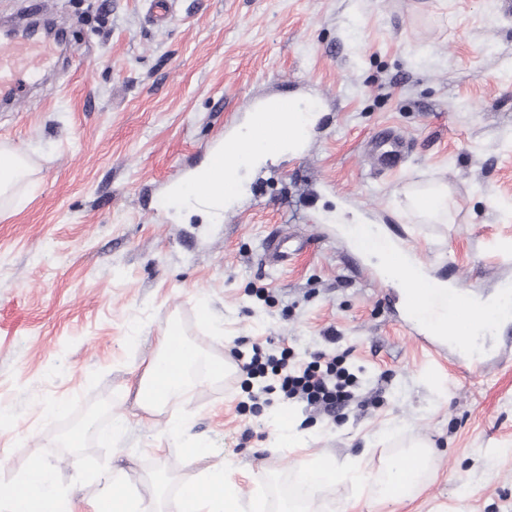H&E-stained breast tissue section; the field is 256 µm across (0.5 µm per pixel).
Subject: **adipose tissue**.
<instances>
[{
    "instance_id": "1",
    "label": "adipose tissue",
    "mask_w": 512,
    "mask_h": 512,
    "mask_svg": "<svg viewBox=\"0 0 512 512\" xmlns=\"http://www.w3.org/2000/svg\"><path fill=\"white\" fill-rule=\"evenodd\" d=\"M206 363L208 376L223 379L230 365L224 360L205 359L201 350L181 336L177 325L167 326L156 340V349L135 390V406L146 417L162 414L175 401L187 399L195 380L192 368ZM430 450L426 444L391 461L381 477L376 478L375 499L398 503L418 491ZM295 476L308 496L345 483H365L368 476L359 467L343 468L328 459L314 456L300 461ZM0 512H241L240 490L224 468L201 469L196 482L185 496L167 498L156 494L150 501L134 497L124 477L109 479L95 497L77 499L60 491L53 468L43 460H32L11 485L0 491Z\"/></svg>"
}]
</instances>
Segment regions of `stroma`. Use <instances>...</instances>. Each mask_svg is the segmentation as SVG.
I'll return each instance as SVG.
<instances>
[{
	"label": "stroma",
	"mask_w": 512,
	"mask_h": 512,
	"mask_svg": "<svg viewBox=\"0 0 512 512\" xmlns=\"http://www.w3.org/2000/svg\"><path fill=\"white\" fill-rule=\"evenodd\" d=\"M67 52L24 77L0 109V145L25 153L20 202L0 203V486L31 459L58 487L89 498L113 468L150 498L208 461L251 473L244 500L289 501L305 454L377 472L415 441L435 449L413 499L371 506L346 483L313 512H512V351L501 365L454 370L402 326L398 289L343 222L381 226L411 244L429 274L490 295L512 288V0H174L162 24L150 0H45ZM287 87L312 99L301 152L237 168L241 192L219 223L167 203L181 167H202L252 97ZM410 142L380 171L367 147L382 128ZM448 188L450 216L423 217L417 191ZM304 249L264 261L268 236ZM207 304L212 317L198 315ZM204 353L253 345L326 349L360 378L358 401L328 417L241 372L199 373L190 398L144 418L127 388L168 323ZM337 340L326 344L327 331ZM62 404L64 418L47 407ZM125 421L112 444L64 441L82 423ZM288 410L307 448L279 437Z\"/></svg>",
	"instance_id": "35a3bbf8"
}]
</instances>
